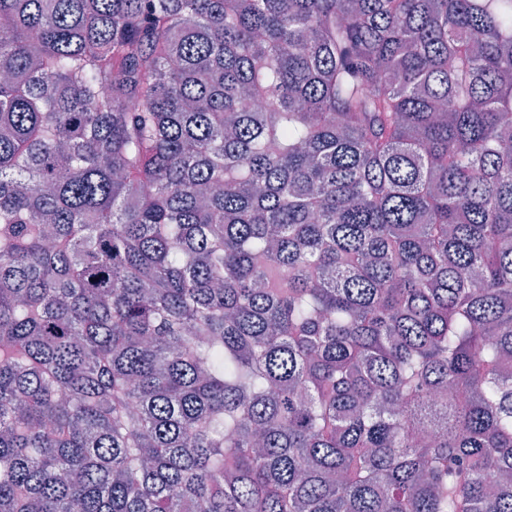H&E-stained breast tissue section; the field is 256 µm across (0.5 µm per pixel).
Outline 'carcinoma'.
<instances>
[{
    "label": "carcinoma",
    "mask_w": 512,
    "mask_h": 512,
    "mask_svg": "<svg viewBox=\"0 0 512 512\" xmlns=\"http://www.w3.org/2000/svg\"><path fill=\"white\" fill-rule=\"evenodd\" d=\"M512 0H0V512H512Z\"/></svg>",
    "instance_id": "1"
}]
</instances>
